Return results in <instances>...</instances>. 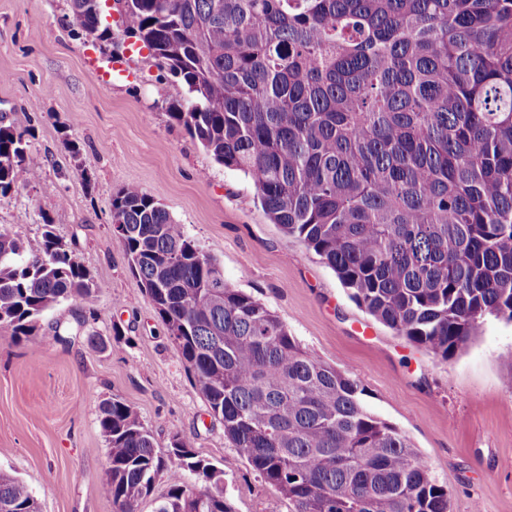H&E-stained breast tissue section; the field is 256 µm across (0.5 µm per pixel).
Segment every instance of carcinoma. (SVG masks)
Masks as SVG:
<instances>
[{"label":"carcinoma","instance_id":"cac0c4a2","mask_svg":"<svg viewBox=\"0 0 512 512\" xmlns=\"http://www.w3.org/2000/svg\"><path fill=\"white\" fill-rule=\"evenodd\" d=\"M125 29L186 88L169 115L244 173L265 215L336 273L372 317L448 359L489 317L512 322V0H122ZM98 38L97 0H71ZM25 132L0 124V196L38 179ZM112 227L224 437L292 512H451L407 437L351 377L224 281L130 181ZM105 288L44 220L41 248L0 229V333ZM100 490L139 512H233L222 472L176 434L103 400ZM197 483L186 481V474ZM0 512H38L0 472Z\"/></svg>","mask_w":512,"mask_h":512}]
</instances>
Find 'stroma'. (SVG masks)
I'll return each instance as SVG.
<instances>
[{"label": "stroma", "mask_w": 512, "mask_h": 512, "mask_svg": "<svg viewBox=\"0 0 512 512\" xmlns=\"http://www.w3.org/2000/svg\"><path fill=\"white\" fill-rule=\"evenodd\" d=\"M86 34L70 0H0V121L25 130L37 181L0 197V227L39 249L43 221L106 285L38 323L46 342L0 337V471L41 512H114L99 489L107 461L102 400L131 405L159 448L173 435L222 470L233 512H290L224 437L112 233V197L133 181L169 211L233 288L265 304L308 352L364 391L452 495V512H512V322L488 318L442 359L360 308L335 272L270 223L252 182L217 164L169 116L181 82L137 47L120 16ZM124 61L132 80L107 79ZM79 141L71 156L64 138Z\"/></svg>", "instance_id": "1"}]
</instances>
